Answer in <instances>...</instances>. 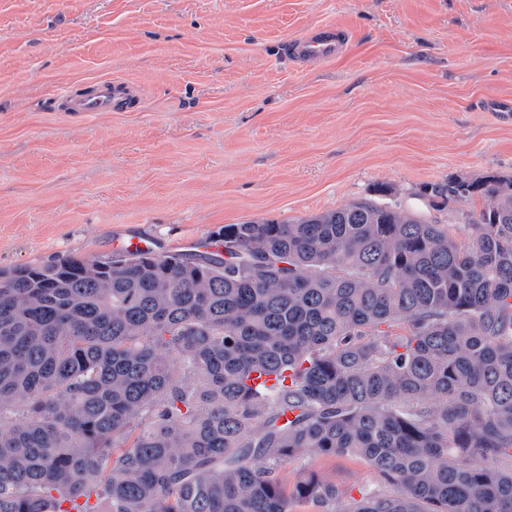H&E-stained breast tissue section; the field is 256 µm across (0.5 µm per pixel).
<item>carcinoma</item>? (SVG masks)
<instances>
[{"mask_svg": "<svg viewBox=\"0 0 512 512\" xmlns=\"http://www.w3.org/2000/svg\"><path fill=\"white\" fill-rule=\"evenodd\" d=\"M416 199L0 271V512H512V179ZM310 467L321 471L329 479L343 487L373 484L380 481L378 474L362 459L357 457H340L311 461L293 459L284 466V471L291 482L301 476Z\"/></svg>", "mask_w": 512, "mask_h": 512, "instance_id": "carcinoma-1", "label": "carcinoma"}]
</instances>
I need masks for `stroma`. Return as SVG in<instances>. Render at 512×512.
I'll use <instances>...</instances> for the list:
<instances>
[{
  "label": "stroma",
  "mask_w": 512,
  "mask_h": 512,
  "mask_svg": "<svg viewBox=\"0 0 512 512\" xmlns=\"http://www.w3.org/2000/svg\"><path fill=\"white\" fill-rule=\"evenodd\" d=\"M325 25L346 51L292 64ZM102 78L135 98L58 111ZM489 174L512 175V0H0V271L133 235L192 258L228 224ZM309 468L379 480L351 456L284 471Z\"/></svg>",
  "instance_id": "35a3bbf8"
}]
</instances>
